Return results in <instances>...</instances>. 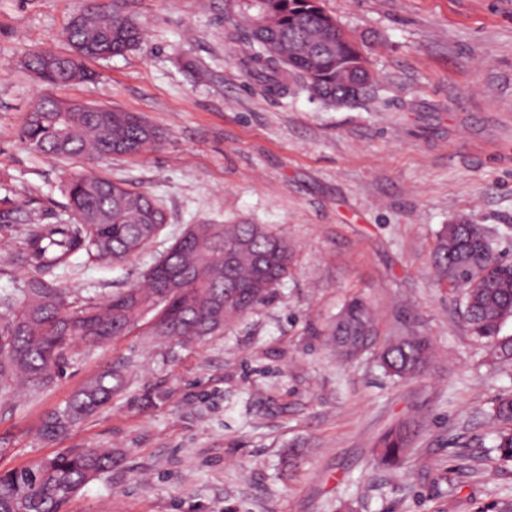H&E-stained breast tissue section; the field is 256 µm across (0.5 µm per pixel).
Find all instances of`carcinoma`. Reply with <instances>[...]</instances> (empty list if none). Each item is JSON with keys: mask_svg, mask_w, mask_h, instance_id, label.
<instances>
[{"mask_svg": "<svg viewBox=\"0 0 512 512\" xmlns=\"http://www.w3.org/2000/svg\"><path fill=\"white\" fill-rule=\"evenodd\" d=\"M227 37H243L249 28L241 64L253 88L286 96L297 85L313 95L336 94L326 59L295 57V44L318 27L302 0H242L241 20H228ZM142 28L120 0L95 6L82 0L65 33V51L82 64L65 61L47 67L58 54L36 48L23 66L50 86L89 81L88 60L106 61L138 47ZM28 148L50 159L97 162L114 156H138L161 138L148 120L115 108L100 112L74 100L40 97L19 128ZM62 192L67 219L45 226L32 224L18 260L31 269L21 295L0 294V392L19 380L49 390L64 375L66 353L80 340L90 344L116 341L149 323L151 334L183 341L224 331V326L264 304L288 277L294 247L263 224H194L150 265L142 283L104 299L77 297L45 279L43 272L81 254L89 263L121 264L152 243L167 221L164 205L146 191L87 169L67 175ZM232 253V259L225 255ZM432 265L439 282L460 292L462 316L492 357L512 360V336L500 335L512 317V264L496 255L480 224H445L437 232ZM174 272H185L180 286L161 288ZM336 355L345 360L377 351L385 373L397 382L419 375L432 357L428 337L413 329L378 343V325L366 302L349 300L328 330ZM123 385L120 370H106L48 415L41 435L65 436L78 421L111 402ZM498 424L496 448L512 462V393L493 403ZM411 430L402 425L379 441L375 464L392 467L409 453ZM112 468V449L73 448L36 463L0 472V512H67L71 499L91 480Z\"/></svg>", "mask_w": 512, "mask_h": 512, "instance_id": "carcinoma-1", "label": "carcinoma"}]
</instances>
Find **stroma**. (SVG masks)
Returning a JSON list of instances; mask_svg holds the SVG:
<instances>
[{
  "mask_svg": "<svg viewBox=\"0 0 512 512\" xmlns=\"http://www.w3.org/2000/svg\"><path fill=\"white\" fill-rule=\"evenodd\" d=\"M140 47L91 62L62 98L141 114L163 137L102 167L162 200L157 238L119 267L71 258L49 280L105 298L137 282L194 224H264L295 248L272 297L197 343L147 329L76 342L49 391L0 395V470L70 448H108L111 471L69 512H512V464L490 410L512 392V360L491 361L434 279L445 224H480L512 261V0H321L364 49L370 99L329 106L306 90L252 89L226 36L235 0H126ZM79 0H0V293H20L13 262L29 223L63 217L59 190L77 162L50 160L19 127L43 91L22 59L63 49ZM381 336L408 323L434 346L408 382L375 355L337 358L328 326L349 297ZM121 367L111 403L48 442L44 416L89 378ZM418 424L395 468L380 437Z\"/></svg>",
  "mask_w": 512,
  "mask_h": 512,
  "instance_id": "1",
  "label": "stroma"
}]
</instances>
